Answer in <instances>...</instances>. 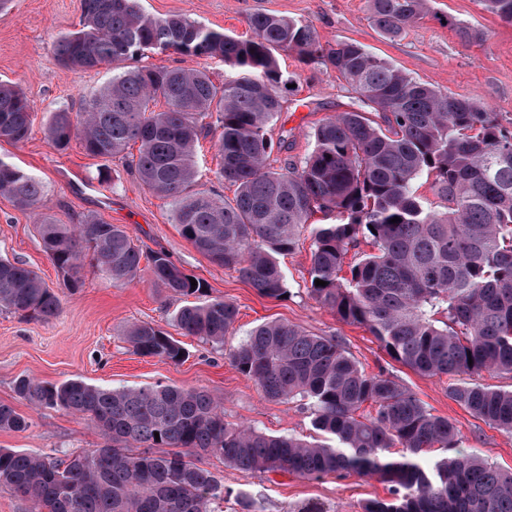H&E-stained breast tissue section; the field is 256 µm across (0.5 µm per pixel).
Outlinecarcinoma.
<instances>
[{
  "label": "carcinoma",
  "mask_w": 512,
  "mask_h": 512,
  "mask_svg": "<svg viewBox=\"0 0 512 512\" xmlns=\"http://www.w3.org/2000/svg\"><path fill=\"white\" fill-rule=\"evenodd\" d=\"M480 3L512 22V0ZM427 5L370 0L371 18L396 37ZM82 12V28L58 39L57 57L70 68L110 65L112 78L80 111L50 116L55 147L75 141L89 156L124 160L145 188L171 200L181 235L197 251L267 298L287 293L276 256L299 245L315 210L334 213L336 223L311 228L309 292L318 302L343 322L367 327L392 360L421 376L512 375V130L480 100L421 83L355 41L326 48L313 25L273 13L252 15L251 35L239 39L179 15L151 17L139 0H82ZM167 51L224 63V83L205 69L123 65ZM280 51L336 70L373 111L325 120L314 130L312 152L284 169L271 164L267 133L282 110ZM34 116L25 93L0 82V141L27 140ZM213 116L214 123L204 122ZM215 129L219 174L236 186L230 201L194 189L196 145ZM422 174L434 177L443 205L418 195ZM0 194L33 207L44 187L0 160ZM395 217L400 221L391 222ZM36 229L64 287L83 286L87 256L114 285L146 275L195 298L175 314L180 335L224 347L236 306L209 297L200 279L192 287L166 252L143 251L126 226L46 217ZM363 241L371 251L359 250ZM60 305L36 271L0 258V310L47 320ZM125 336L141 356L178 363L185 355L181 341L150 323ZM230 358L266 397L307 401L325 439L232 427L202 389L24 378L15 385L18 398L89 418L105 443L61 456L0 448V491L29 500L33 512H218L224 484L198 465L208 456L249 473L375 476L389 497L367 501L363 512H512L511 473L458 451L452 422L393 376L366 372L336 337L266 322ZM449 394L473 416L512 432V390L461 383ZM366 404L374 412L362 413ZM30 426L0 403L1 430ZM435 446L444 455L422 463ZM396 447L401 452H391Z\"/></svg>",
  "instance_id": "cac0c4a2"
}]
</instances>
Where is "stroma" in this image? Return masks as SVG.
<instances>
[{"mask_svg": "<svg viewBox=\"0 0 512 512\" xmlns=\"http://www.w3.org/2000/svg\"><path fill=\"white\" fill-rule=\"evenodd\" d=\"M81 3L10 0L8 9L0 11V80L18 84L36 111L28 140L0 141V160L37 177L45 188L35 208L19 207L0 195V256L38 272L61 299L59 313L47 321L0 310V403L13 406L30 422L24 432L0 430V448L60 456L104 443L92 421L19 399L15 382L20 378L51 383L81 379L103 388L157 383L201 388L223 406L229 424L269 435H312L311 416L302 401L265 397L229 360V350L253 328L276 320L312 334L339 337L367 372L386 370L434 414L454 423L459 450L477 452L490 464L512 471V432L485 423L454 402L448 395L453 376H421L392 361L367 328L341 321L309 294V232H302L298 247L280 259L287 297L261 296L237 272L211 262L183 238L169 200L146 189L124 162L88 156L75 144L62 151L48 143L45 123L50 114L78 112L83 99L112 76L105 67L85 71L65 67L57 59L54 44L79 29ZM140 6L156 18L180 15L237 38L249 36L247 21L256 13L300 20L315 27L323 45L358 42L417 81L478 98L499 119L512 118V23L484 10L479 0H429L428 13L395 38L372 23L369 0H140ZM457 23L478 31L479 40L462 44L453 29ZM278 61L292 85L284 89L283 110L268 133L278 144L274 160L287 167L311 153L313 132L322 120L359 109L360 103L336 72L289 53L280 54ZM218 163L211 140H201L197 187L233 199L235 188L218 176ZM102 170L108 171V182H100ZM46 215L60 224H78L93 216L126 225L143 249L165 251L188 274L205 281L211 296L238 309L223 349L186 336V356L180 363L135 354L125 340L126 328L148 322L173 331V316L183 298L146 278L116 286L90 270L84 273L82 288H64L63 275L49 260L35 229ZM202 463L229 491L224 512H362L368 500L388 495L386 484L369 476H260L213 457Z\"/></svg>", "mask_w": 512, "mask_h": 512, "instance_id": "stroma-1", "label": "stroma"}]
</instances>
